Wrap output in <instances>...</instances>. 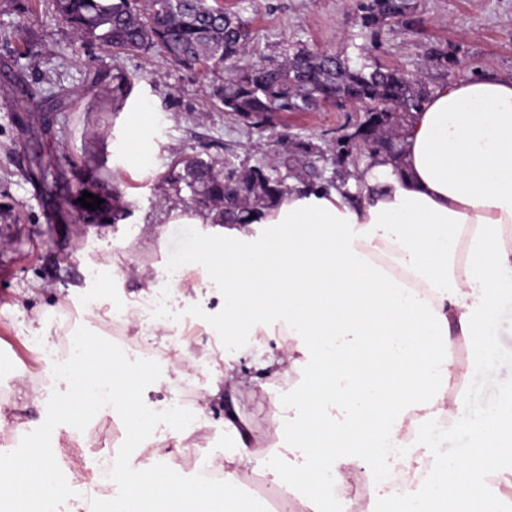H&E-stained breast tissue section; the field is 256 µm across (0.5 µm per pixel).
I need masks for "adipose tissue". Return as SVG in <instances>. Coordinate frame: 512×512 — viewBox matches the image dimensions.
Returning a JSON list of instances; mask_svg holds the SVG:
<instances>
[{"instance_id":"obj_1","label":"adipose tissue","mask_w":512,"mask_h":512,"mask_svg":"<svg viewBox=\"0 0 512 512\" xmlns=\"http://www.w3.org/2000/svg\"><path fill=\"white\" fill-rule=\"evenodd\" d=\"M163 219L207 225L186 254L224 284L225 335L272 340L287 327V344L259 367L302 377L288 446L308 463L275 478L305 487L307 512H324L330 487L348 488L355 468L398 443L408 453L389 512H504L474 473L512 458V415L475 423L478 444L451 466L423 443L462 404L450 336L474 337L471 364L486 366L492 305L512 296V74L435 86L400 161L365 160L346 185H295L249 224L184 207ZM224 425L237 451L220 482L186 483L174 466L116 467L125 493L112 512H260L239 469L267 459L237 414Z\"/></svg>"}]
</instances>
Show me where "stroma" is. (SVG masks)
Masks as SVG:
<instances>
[{"label": "stroma", "instance_id": "1", "mask_svg": "<svg viewBox=\"0 0 512 512\" xmlns=\"http://www.w3.org/2000/svg\"><path fill=\"white\" fill-rule=\"evenodd\" d=\"M225 8L249 24L253 49L247 62H275L285 49L304 45L346 56L351 66L375 61L416 74L427 86L467 76L512 74V0H411L415 22L364 28L355 0H223ZM447 47L457 59L452 68L431 66L426 49ZM212 82L198 69L175 65L157 53H116L77 39L61 20L55 0H0V453L45 420L53 391L66 390L54 379L52 347L56 320L68 318V332L86 327L101 332L93 310H115L164 299L168 312L157 321L129 323L128 332L152 350L168 349L174 334L190 365L182 373L163 366L158 381L143 399L151 409L181 406L203 415L181 433L158 425L130 458L133 469L163 470L177 464L186 479L196 466L223 463L235 441L224 427V412L237 408L248 418L255 439L276 467L305 464L303 452L288 454L285 445L295 408L297 373L270 380L257 359L262 345L248 336L227 337L224 285L198 279L187 287L188 271L176 265L200 228L171 224L166 250L130 252L128 240L141 239L163 222L166 210L190 206L191 192L170 181L174 163L196 157L223 168L225 163L252 166L284 155L287 139L297 138L330 151L340 130L359 120V113L333 106L315 112H283L272 128L260 131L228 114L211 96ZM72 101V110L57 105ZM146 100L155 111L143 133L149 161L137 173H123L125 137L136 120L127 102ZM55 157L53 177L35 181L32 159ZM95 181L116 198L122 210L117 223L74 224L64 219L65 195L81 183ZM150 273L155 287L139 294L140 271ZM41 317L43 333L27 331L29 319ZM491 341L497 359L486 370L460 367L467 373L464 403L453 428L434 424L428 432L432 453H455L472 424L487 406L512 388V301L497 300L492 311ZM249 384L238 385L241 376ZM218 397L203 403L212 383ZM29 395L16 404L17 389ZM116 410L98 413L85 431L68 425L54 429L52 450L74 496L58 512H96L98 498L87 497L94 484L107 434L122 431Z\"/></svg>", "mask_w": 512, "mask_h": 512}]
</instances>
